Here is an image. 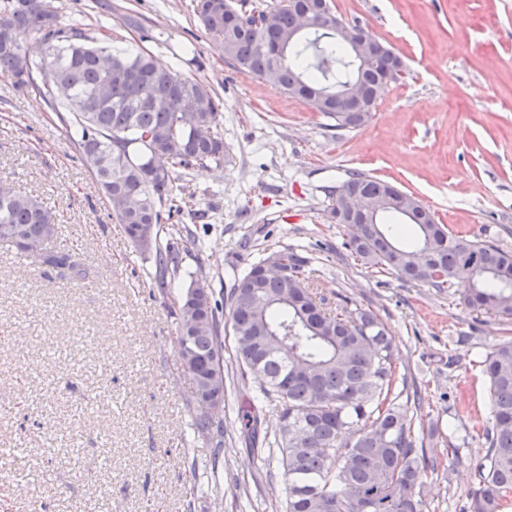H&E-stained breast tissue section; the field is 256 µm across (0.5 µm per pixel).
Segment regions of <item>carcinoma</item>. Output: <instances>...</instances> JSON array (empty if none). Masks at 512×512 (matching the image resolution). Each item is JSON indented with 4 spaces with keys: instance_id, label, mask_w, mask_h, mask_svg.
Listing matches in <instances>:
<instances>
[{
    "instance_id": "carcinoma-1",
    "label": "carcinoma",
    "mask_w": 512,
    "mask_h": 512,
    "mask_svg": "<svg viewBox=\"0 0 512 512\" xmlns=\"http://www.w3.org/2000/svg\"><path fill=\"white\" fill-rule=\"evenodd\" d=\"M205 30L224 56L253 74L277 83L289 95L311 101L319 90L330 96L315 106L336 129L364 125L376 108L382 76L390 64L384 52L355 62L336 30V16L317 23L309 37H296L297 14L282 4L248 16L229 0H197ZM38 36L46 54L33 61L13 42ZM112 69V87L96 100ZM50 70L52 79L36 82ZM0 75L17 88H32L75 131L73 145L106 199L112 217L139 248L154 251L156 288L181 268L194 238L159 242L163 211L198 216L182 196L175 174L193 167H220L226 157L222 104L208 85L158 67L151 54L112 44L103 32L91 36L79 26L62 27L49 0H0ZM350 84L356 101L336 98ZM166 156L168 169L146 176L152 156ZM343 186L382 202L375 219L342 218L352 251L382 265L402 280L445 288L454 279L469 288L463 303L474 310L512 317V254L452 233L424 204L403 218L415 243L406 245L383 223L397 214L398 187L362 172ZM143 224L155 225L143 239ZM58 230L53 215L34 197L0 186V244L23 253L50 242ZM282 276L261 277L269 259L250 263L236 278L227 300L229 324L204 276L188 273L189 286L176 310V352H191L186 367L196 403L207 394L224 400V330L235 339L236 359L258 382L255 399L241 408L244 431L255 434L257 406L276 411L279 422L285 512H423L425 449L412 435L409 405L393 391L398 348L372 310L349 300L327 306L310 289L307 260L295 248L276 251ZM477 365L489 382L492 428L477 466V489L465 512H508L512 507V338L496 343ZM193 434L219 449L224 420L193 410Z\"/></svg>"
}]
</instances>
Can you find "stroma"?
Segmentation results:
<instances>
[{"label":"stroma","mask_w":512,"mask_h":512,"mask_svg":"<svg viewBox=\"0 0 512 512\" xmlns=\"http://www.w3.org/2000/svg\"><path fill=\"white\" fill-rule=\"evenodd\" d=\"M51 0L61 25L108 29L121 46L210 85L224 102L229 160L178 181L206 216H176L163 239L193 234L168 294L153 257L116 224L71 131L34 91L0 76V183L42 200L60 227L52 250L81 265L43 264L0 247V512H282L279 432L264 408L249 447L237 415L257 382L224 337L223 468L190 429L192 384L176 354L174 298L188 274L214 290L272 249L307 258L329 303L370 308L400 350L397 377L417 394L412 421L427 458L425 512H463L490 427L476 362L512 337V317L461 304L466 284L438 290L364 263L329 191L358 171L413 193L440 223L512 252V0H333L347 24L404 64L367 123L330 127L321 113L228 62L195 0ZM138 14L143 31L125 27Z\"/></svg>","instance_id":"stroma-1"}]
</instances>
